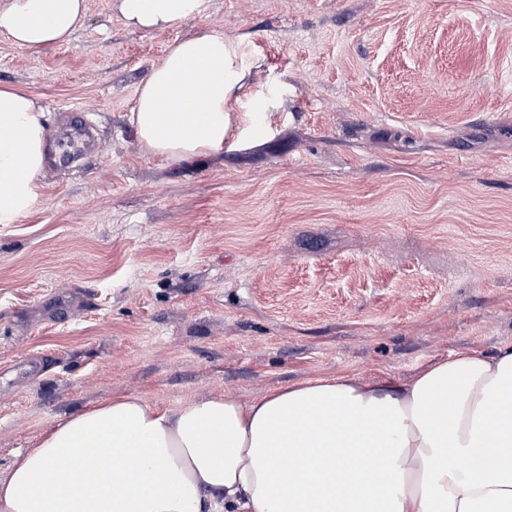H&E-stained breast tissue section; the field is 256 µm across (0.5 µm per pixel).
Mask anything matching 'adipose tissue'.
Masks as SVG:
<instances>
[{
    "instance_id": "adipose-tissue-1",
    "label": "adipose tissue",
    "mask_w": 512,
    "mask_h": 512,
    "mask_svg": "<svg viewBox=\"0 0 512 512\" xmlns=\"http://www.w3.org/2000/svg\"><path fill=\"white\" fill-rule=\"evenodd\" d=\"M208 0H119L128 27L164 31ZM87 0H0V36L33 51L70 44ZM238 47L178 40L141 86L129 121L152 154L180 163L223 152ZM46 129L34 97L0 87V224L40 201ZM311 474L282 477L280 454ZM96 454L106 489L80 470ZM384 455L382 469L370 468ZM466 459L448 466L449 455ZM68 459L78 471L40 492ZM0 512H512V345L454 353L407 380L327 376L249 402L213 394L161 409L135 395L74 411L0 475Z\"/></svg>"
}]
</instances>
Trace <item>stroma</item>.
I'll return each instance as SVG.
<instances>
[{
	"label": "stroma",
	"instance_id": "35a3bbf8",
	"mask_svg": "<svg viewBox=\"0 0 512 512\" xmlns=\"http://www.w3.org/2000/svg\"><path fill=\"white\" fill-rule=\"evenodd\" d=\"M240 44L222 153L151 155L129 123L177 40ZM97 125L0 225V474L118 395L251 400L408 379L512 344V0H208L166 31L89 0L66 46L0 37V86Z\"/></svg>",
	"mask_w": 512,
	"mask_h": 512
}]
</instances>
